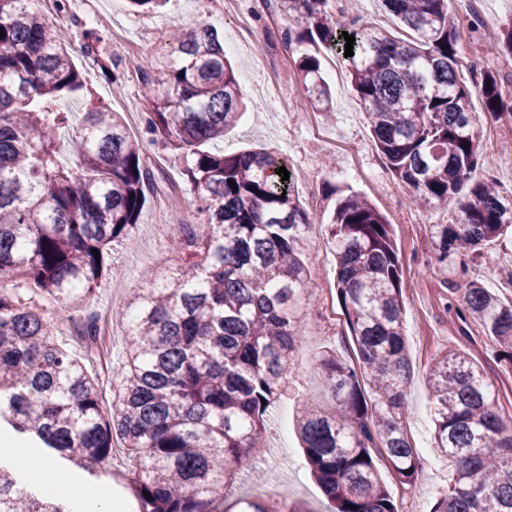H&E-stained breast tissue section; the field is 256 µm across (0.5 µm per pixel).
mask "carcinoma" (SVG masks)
Wrapping results in <instances>:
<instances>
[{"mask_svg":"<svg viewBox=\"0 0 512 512\" xmlns=\"http://www.w3.org/2000/svg\"><path fill=\"white\" fill-rule=\"evenodd\" d=\"M410 36L359 23L331 0H274L284 42L313 111H331L322 52L345 53L354 91L389 171L412 203L448 208L429 226L441 274L468 275L481 249L512 228V200L481 175L478 119L512 120L500 77H458L459 20L448 0H381ZM53 23L32 0H0V425L53 457L112 459L113 439L134 462L124 487L136 512H224V494L267 437L265 415L287 389L294 353L318 300L304 260L311 216L276 174L288 159L264 149L232 155L203 146L233 129L245 107L231 62L207 24L173 25L140 64L149 144L178 150L208 232L178 225L188 260L172 281L142 289L126 326L112 412L98 377L72 356L38 312L57 303L82 335L98 337L85 302L128 238L156 176L146 147L117 112L95 106L68 139L59 106L85 87ZM497 49L512 57V21ZM498 104H493V101ZM235 182L230 187L229 181ZM335 288L359 367L324 350L316 358L331 408L307 403L297 430L331 512H398L372 456L383 449L396 479L413 484L421 460L408 436L412 363L403 329V277L392 224L366 198L326 182ZM99 258H94L93 251ZM453 302L494 339L512 367V301L473 279ZM436 448L455 474L431 512H512V418L495 408L480 366L450 350L431 367ZM0 446V512H69L14 470ZM150 497H145V494ZM239 512H307L244 500Z\"/></svg>","mask_w":512,"mask_h":512,"instance_id":"1","label":"carcinoma"}]
</instances>
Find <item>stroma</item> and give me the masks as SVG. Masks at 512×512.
Wrapping results in <instances>:
<instances>
[{
    "label": "stroma",
    "instance_id": "obj_1",
    "mask_svg": "<svg viewBox=\"0 0 512 512\" xmlns=\"http://www.w3.org/2000/svg\"><path fill=\"white\" fill-rule=\"evenodd\" d=\"M246 11H258L252 21L253 36L235 32V24L223 15L222 0H166L157 10L132 9L126 0H98L97 17L86 22L80 0H68L66 19L70 32L61 39L82 72L87 96L71 99L74 113L85 112L89 101L121 113L131 135H145L149 107L143 97L139 59L157 47L175 23L206 22L231 43L230 53L241 78L239 85L248 110L239 125L222 140L210 143L209 151L233 154L251 147H262L286 155L295 179V188L314 215L306 263L310 284L318 300L333 302L331 312L306 326L307 341L296 353L288 391L268 416L269 435L264 448L255 455L256 472H242L227 492L225 507H232L241 496H258L273 503H302L308 512H327V500L313 480L295 430V419L305 398L323 400V382L315 369L314 357L324 348L357 360V350L336 303L334 283V244L328 234L331 208L324 195L326 182L368 198L392 224L398 257L405 283L404 330L414 370L408 394L410 415L408 435L421 459L422 471L415 486L400 484L389 472L385 460H378V472L388 485L398 512H430L434 502L447 490L455 465L447 456L434 453V414L427 389L429 371L441 354L449 350L465 353L482 366L484 377L495 395V405L512 413V368L501 365L496 347L478 325L463 321L455 307L449 306L448 286L431 261L429 227L448 221L446 207L431 205L413 209L406 200L403 185L387 169L377 151L361 106L351 86L346 61H338L339 72L329 78L334 94V114L321 120L319 133H312L305 114L309 110L294 64L285 48L283 16L258 0H243ZM483 21L482 27L460 28V80L470 78V62L504 76V94L512 96V57L496 49L501 24L512 18V0H475L472 8ZM480 112L481 103H474ZM483 153L502 155L505 166L495 177L503 193L512 192V121H494L482 116L479 121ZM346 140L358 151L364 171H348L346 152L334 148L332 140ZM148 157L161 176L157 192L149 197L133 234L112 246L111 271L87 305L101 328L99 348L104 360L97 366L104 408L112 406L113 366L126 355L124 327L110 319L115 307L134 303L147 287L153 273L172 274L185 259L175 246L179 223L203 224L207 217L198 209L197 192L184 175L179 152L149 147ZM376 175L390 190L377 194L369 180ZM421 212L425 223H408L407 217ZM512 263V237L503 236L487 245L482 258L469 270L471 278L489 283L505 301L512 299V282L499 278V264ZM58 465L76 484L84 488L110 489L122 512H133L135 502L122 481L129 460L124 448H117L110 463L94 470L66 460Z\"/></svg>",
    "mask_w": 512,
    "mask_h": 512
}]
</instances>
